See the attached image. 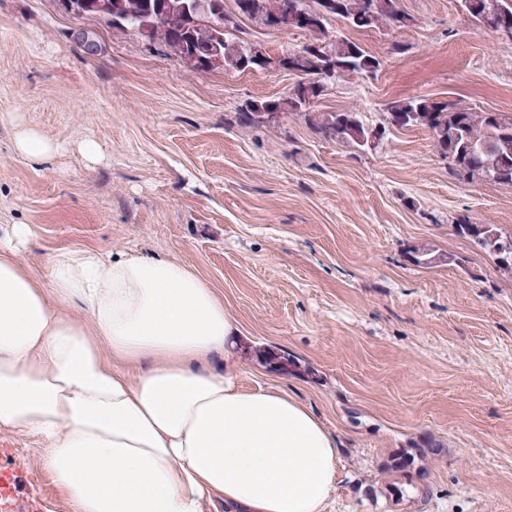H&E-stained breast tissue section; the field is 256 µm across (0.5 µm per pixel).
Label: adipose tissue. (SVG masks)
I'll list each match as a JSON object with an SVG mask.
<instances>
[{
	"label": "adipose tissue",
	"mask_w": 512,
	"mask_h": 512,
	"mask_svg": "<svg viewBox=\"0 0 512 512\" xmlns=\"http://www.w3.org/2000/svg\"><path fill=\"white\" fill-rule=\"evenodd\" d=\"M9 124L30 162L59 152ZM30 235L0 225V429L36 440L74 512H204L215 497L232 512H325L334 435L287 393L214 366L237 331L188 264L64 249L41 276L17 259Z\"/></svg>",
	"instance_id": "1"
}]
</instances>
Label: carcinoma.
<instances>
[{
  "instance_id": "cac0c4a2",
  "label": "carcinoma",
  "mask_w": 512,
  "mask_h": 512,
  "mask_svg": "<svg viewBox=\"0 0 512 512\" xmlns=\"http://www.w3.org/2000/svg\"><path fill=\"white\" fill-rule=\"evenodd\" d=\"M95 6L93 15L104 20L114 29L148 30L146 38L158 40L174 55L186 52L216 51L221 53L224 70H241L244 57L257 59L256 68L267 71L273 68V58L262 47L238 36L239 30L233 16L224 13V0H204L208 9L193 8L196 0H88ZM235 0L237 12L243 15L276 18L293 8L307 15L337 19L358 29H376L384 25L405 28L411 18L399 7V0ZM472 21L489 33H496L503 24L512 26V0H473L467 10ZM312 33L322 43L319 52H309L297 62L304 72L316 74L331 66L336 72L324 81L331 83L349 75H367L379 71L380 60L369 54L360 44L327 28V19L317 22ZM323 90L314 81L300 86L297 97L286 96L275 100L249 101L239 109V121L246 126L259 123L260 112L271 107H284L300 115L318 134L327 138L336 134V141L349 144L360 151L366 150L363 139H369L373 127L364 122L356 110L341 112H314L304 102L310 96L320 97ZM489 113L477 111L453 102H438L427 98H404L393 101L386 108L383 128L428 129L435 152L444 157L456 153L448 161L449 175L460 182L480 181V175H492L490 182L512 190V156L506 144L495 143L489 135ZM455 227L460 234L470 237L489 255L494 252L483 243L484 233L467 215L456 218Z\"/></svg>"
}]
</instances>
